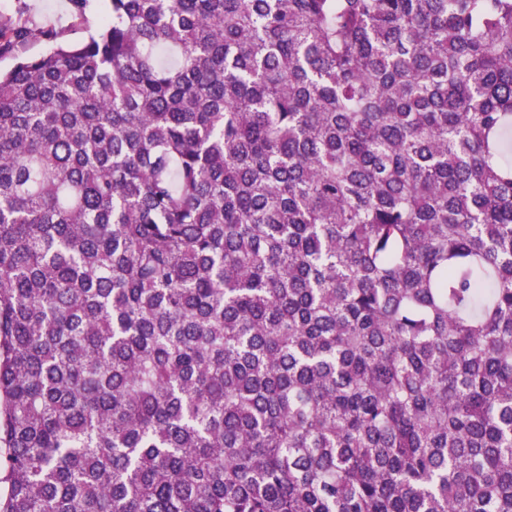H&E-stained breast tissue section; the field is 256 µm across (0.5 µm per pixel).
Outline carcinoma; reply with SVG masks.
Returning a JSON list of instances; mask_svg holds the SVG:
<instances>
[{"instance_id": "cac0c4a2", "label": "carcinoma", "mask_w": 512, "mask_h": 512, "mask_svg": "<svg viewBox=\"0 0 512 512\" xmlns=\"http://www.w3.org/2000/svg\"><path fill=\"white\" fill-rule=\"evenodd\" d=\"M0 27V512H512V0H104Z\"/></svg>"}]
</instances>
